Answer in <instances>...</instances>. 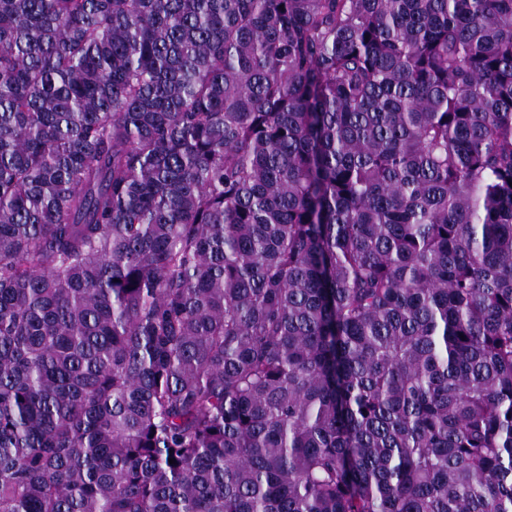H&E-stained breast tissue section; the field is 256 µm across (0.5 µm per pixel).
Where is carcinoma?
I'll return each mask as SVG.
<instances>
[{"label": "carcinoma", "instance_id": "carcinoma-1", "mask_svg": "<svg viewBox=\"0 0 512 512\" xmlns=\"http://www.w3.org/2000/svg\"><path fill=\"white\" fill-rule=\"evenodd\" d=\"M0 512H512V0H0Z\"/></svg>", "mask_w": 512, "mask_h": 512}]
</instances>
